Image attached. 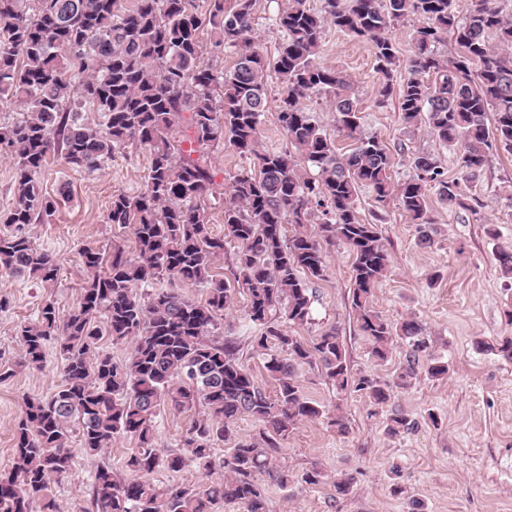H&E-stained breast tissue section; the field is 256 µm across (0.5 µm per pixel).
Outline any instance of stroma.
Listing matches in <instances>:
<instances>
[{
    "label": "stroma",
    "mask_w": 512,
    "mask_h": 512,
    "mask_svg": "<svg viewBox=\"0 0 512 512\" xmlns=\"http://www.w3.org/2000/svg\"><path fill=\"white\" fill-rule=\"evenodd\" d=\"M319 61L351 78L365 132L377 134L389 148H404L409 155L440 153L449 179L460 177L456 151L440 149L426 129L405 128L397 98L380 100L369 43L326 28ZM210 162L221 193L205 202V216L211 231L220 234L222 193L248 162L228 147L215 148ZM149 164L148 150L135 147L116 153L104 169L92 174L70 168L60 157L48 158L41 183L57 197V213L52 223L32 225L31 234L55 254L60 275L54 286L45 288L0 273V296L10 300L8 309L0 312V365L16 360L20 346L15 328L33 318L43 300L54 299L64 312L78 305L85 277L79 255L83 247L108 251L121 243L134 251L128 230L109 224L107 216L113 194L144 189ZM471 194L481 204L475 214L445 208L436 193H429L437 233L433 245L423 247L414 224L396 202L379 206L368 189H360L358 216L377 224L390 254L373 306L395 323L409 315L421 320L427 352L447 362L448 375L438 380L419 374L375 416L364 395L337 393L317 366H303L299 371L303 389L325 413L289 434L280 461L298 475L314 466L329 476L349 475L352 487L348 495L340 496L330 481L316 486L298 483L285 490L268 482L264 485L268 512H408L406 498L390 493L395 479L409 495L423 501L425 512H512V361L483 349L484 344L512 337V324L504 316L512 304V283L501 277L495 261L500 248L512 247V154L503 151L492 156L473 182ZM490 226L495 229L491 235L486 232ZM351 262L344 247L328 248L327 276L312 286V321L296 327L295 333L308 341L322 329L336 326L352 373L389 381L404 362L408 346L394 344L388 361L381 364L370 357L368 342L350 309ZM224 321L239 339L241 363L262 387H269L264 360L250 342L252 331L243 304L226 310ZM62 379L63 362L50 347L42 369H19L0 382V466L12 459L24 396L50 395ZM397 411L413 419L415 426L392 438L384 431V418ZM337 412L344 416L348 434H338L329 425V415ZM431 412L439 415L440 426L428 420ZM131 446L128 437L117 436L100 458L72 445L70 476L51 485L59 512H83L98 465L105 460L114 472L124 473Z\"/></svg>",
    "instance_id": "stroma-1"
}]
</instances>
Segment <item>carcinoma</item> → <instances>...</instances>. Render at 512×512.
Returning <instances> with one entry per match:
<instances>
[{
	"mask_svg": "<svg viewBox=\"0 0 512 512\" xmlns=\"http://www.w3.org/2000/svg\"><path fill=\"white\" fill-rule=\"evenodd\" d=\"M255 2L228 7L225 0H207L201 16L195 0H137L132 9L122 0H0V96L25 107L21 118L0 122V155L15 163L14 201L0 215V272L44 287L59 279L53 253L30 233V225L48 223L56 212L41 185L50 155L88 173L129 146L151 157L143 191L113 194L108 214L109 223L130 230L135 254L119 244L108 256L83 248L87 276L78 306L62 315L47 299L34 319L17 326V366L42 368L53 343L65 361L64 376L52 394L23 399L12 462L0 468V512H57L50 484L72 470L74 431L93 456L104 454L117 435L134 441L126 476L108 462L98 466L91 512H215L220 503L237 512H267L259 478L282 489L326 478L317 467L298 477L278 463L288 434L324 413L303 391V365L320 367L336 390L360 392L380 408L419 373L448 374V364L423 358L421 320L394 324L373 309V289L390 254L377 225L359 219L358 191L368 189L380 205L396 199L424 246L435 235L428 191L477 213L470 183L495 153L512 154V18L495 0H473L462 19L453 0H323L318 10L307 0H287L275 18L283 39L270 58L256 39ZM409 16L419 25L407 76L395 84L401 61L392 30ZM329 26L371 44L379 103L397 93L405 127H423L443 148H460L461 177L448 179L440 155L425 152L412 157L408 179L393 181L396 156L379 136L364 133L353 83L318 62ZM206 28L211 51L236 54L231 70L219 72L204 61L200 34ZM448 36L454 53L446 57L437 45ZM273 79L283 89L277 119L290 145L284 151L261 145ZM318 94L331 103L336 135L352 141L345 153L303 104ZM85 106L98 112V122H84ZM185 112L187 149L172 135ZM221 145L250 159V166L225 192L224 233L216 235L201 202L217 192L209 155ZM336 243L352 257L350 306L371 357L387 361L398 339L409 347L391 382L353 377L336 327L309 342L287 330L312 320L310 284L325 279V246ZM228 247L234 267L224 279L213 264ZM163 277L202 285L206 297L141 291ZM240 295L252 346L265 355L271 393L239 362L237 338L219 333L224 310ZM105 332L116 343L132 342L128 357L117 361L100 351ZM165 406L196 417L179 449L163 454L156 427ZM245 416L258 432L235 441L233 428ZM384 424L394 438L415 421L393 412ZM231 440L229 453L216 457L213 445ZM190 466L207 481L160 488L149 479L159 469L179 473Z\"/></svg>",
	"mask_w": 512,
	"mask_h": 512,
	"instance_id": "obj_1",
	"label": "carcinoma"
}]
</instances>
